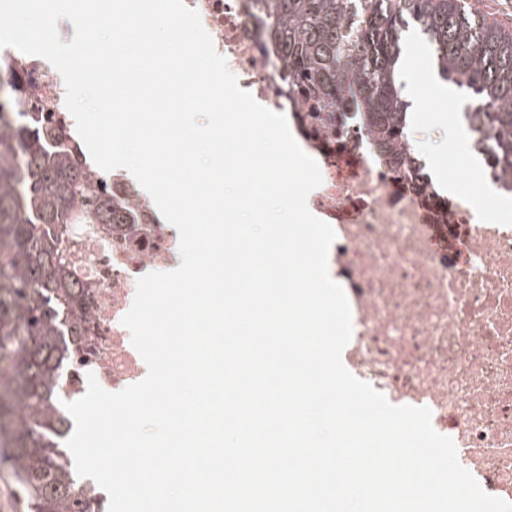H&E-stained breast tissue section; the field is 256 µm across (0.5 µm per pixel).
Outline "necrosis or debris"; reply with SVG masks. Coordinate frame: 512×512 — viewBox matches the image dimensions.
<instances>
[{
    "label": "necrosis or debris",
    "mask_w": 512,
    "mask_h": 512,
    "mask_svg": "<svg viewBox=\"0 0 512 512\" xmlns=\"http://www.w3.org/2000/svg\"><path fill=\"white\" fill-rule=\"evenodd\" d=\"M185 3L198 10L239 87L287 114L319 165L323 182L308 206L336 234L328 270L352 318L344 366L392 404L428 407L434 429L454 441L481 488L512 502V196L488 185L477 196L461 180L450 188L397 172L358 123L311 119L318 106L304 84L280 81L253 0ZM0 62L29 75L28 99L42 106L96 191L133 200L148 214L144 224L61 227L87 312L82 335L69 339L62 395L81 398L91 374L105 390L120 391L148 372L121 319L138 278L178 267L179 232L149 210L125 173L88 163L71 133L64 91L41 76L33 56L4 47ZM437 233L456 247L437 249Z\"/></svg>",
    "instance_id": "necrosis-or-debris-1"
}]
</instances>
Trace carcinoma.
Here are the masks:
<instances>
[{"mask_svg": "<svg viewBox=\"0 0 512 512\" xmlns=\"http://www.w3.org/2000/svg\"><path fill=\"white\" fill-rule=\"evenodd\" d=\"M276 43L281 79H302L330 106H346L378 146L412 155V102L400 80L405 34L415 32L439 77L462 92L468 132L495 157H512V28L462 0H254ZM22 78L0 80V467L32 512H100L64 448L71 419L58 377L70 349L57 341L85 318L68 279L57 225L76 202L87 224H139L133 205L113 204L75 168L69 146L23 98Z\"/></svg>", "mask_w": 512, "mask_h": 512, "instance_id": "carcinoma-1", "label": "carcinoma"}]
</instances>
